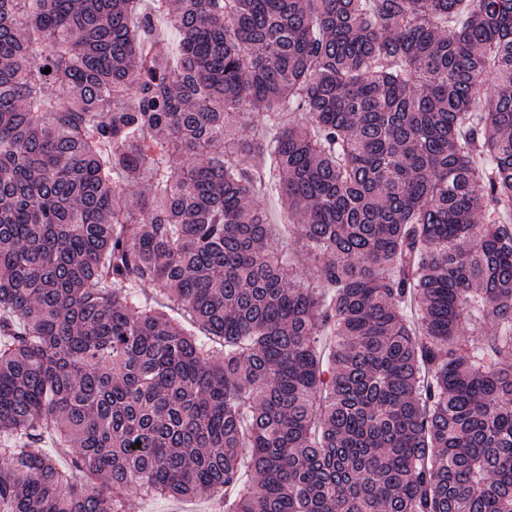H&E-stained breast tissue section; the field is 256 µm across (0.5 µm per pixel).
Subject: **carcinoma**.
<instances>
[{"label":"carcinoma","mask_w":512,"mask_h":512,"mask_svg":"<svg viewBox=\"0 0 512 512\" xmlns=\"http://www.w3.org/2000/svg\"><path fill=\"white\" fill-rule=\"evenodd\" d=\"M503 215L512 0H0V512H512ZM212 504L204 496L192 501L142 499L132 493L126 512H211Z\"/></svg>","instance_id":"obj_1"}]
</instances>
